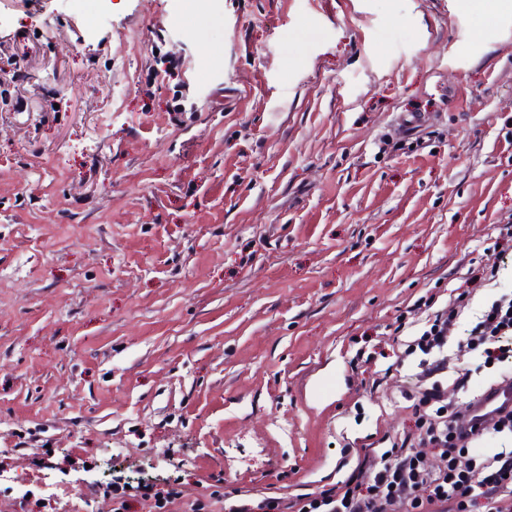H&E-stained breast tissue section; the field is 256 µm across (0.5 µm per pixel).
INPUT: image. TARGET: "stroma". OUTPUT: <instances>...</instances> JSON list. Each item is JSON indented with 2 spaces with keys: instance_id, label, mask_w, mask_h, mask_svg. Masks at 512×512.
Segmentation results:
<instances>
[{
  "instance_id": "stroma-1",
  "label": "stroma",
  "mask_w": 512,
  "mask_h": 512,
  "mask_svg": "<svg viewBox=\"0 0 512 512\" xmlns=\"http://www.w3.org/2000/svg\"><path fill=\"white\" fill-rule=\"evenodd\" d=\"M509 222L511 14L0 0V512L336 483ZM132 489L135 492L134 495H130L132 500L148 502L153 499L155 506L159 508L168 507L181 499V494L178 491L173 489H157L150 484L137 485L136 487H132Z\"/></svg>"
}]
</instances>
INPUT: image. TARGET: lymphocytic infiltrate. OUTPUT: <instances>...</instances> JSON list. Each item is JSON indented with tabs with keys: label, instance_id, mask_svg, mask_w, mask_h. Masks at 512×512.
<instances>
[{
	"label": "lymphocytic infiltrate",
	"instance_id": "1",
	"mask_svg": "<svg viewBox=\"0 0 512 512\" xmlns=\"http://www.w3.org/2000/svg\"><path fill=\"white\" fill-rule=\"evenodd\" d=\"M473 293L453 289L447 300L420 297L424 322L395 350L411 366L412 420L399 435L363 438L349 448V475L330 487L292 496L224 492V512H512V448L477 454L487 437L512 434V410L468 425V355L483 363L512 359V294L473 308ZM471 312L467 336L453 341L458 318Z\"/></svg>",
	"mask_w": 512,
	"mask_h": 512
}]
</instances>
